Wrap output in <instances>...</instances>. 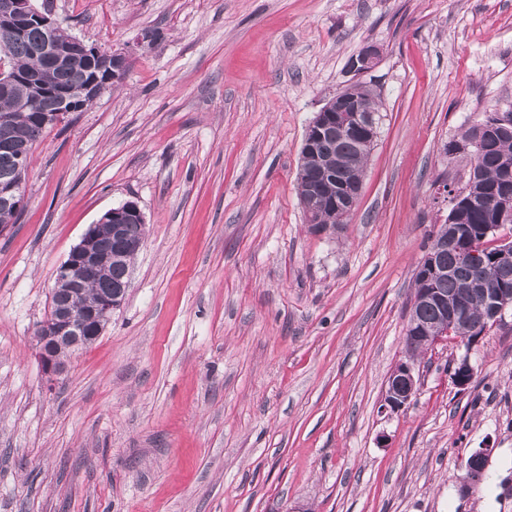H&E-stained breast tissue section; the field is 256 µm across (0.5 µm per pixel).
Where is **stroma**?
Segmentation results:
<instances>
[{"label":"stroma","mask_w":512,"mask_h":512,"mask_svg":"<svg viewBox=\"0 0 512 512\" xmlns=\"http://www.w3.org/2000/svg\"><path fill=\"white\" fill-rule=\"evenodd\" d=\"M36 5L103 48L158 37L35 145L0 231V512H512V313L419 355L417 398L382 407L438 187L474 163L443 148L512 108V0ZM367 45L378 64L354 75ZM355 83L382 122L358 205L320 232L301 144ZM129 200L146 235L127 297L48 383L33 332L56 269ZM487 454L483 450L474 452L461 467L460 490L468 493L477 487L484 478Z\"/></svg>","instance_id":"stroma-1"}]
</instances>
